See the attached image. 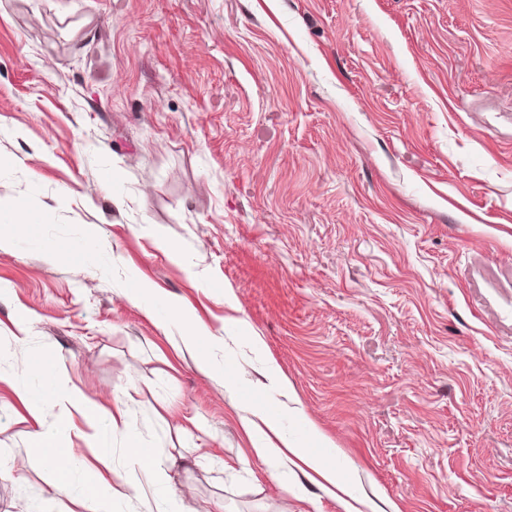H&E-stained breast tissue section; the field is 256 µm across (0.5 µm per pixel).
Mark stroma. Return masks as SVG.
<instances>
[{"instance_id": "35a3bbf8", "label": "stroma", "mask_w": 512, "mask_h": 512, "mask_svg": "<svg viewBox=\"0 0 512 512\" xmlns=\"http://www.w3.org/2000/svg\"><path fill=\"white\" fill-rule=\"evenodd\" d=\"M0 201L45 216L0 243V512H87L27 454L43 350L184 512H341L253 401L354 497L512 512V0H0ZM250 416L243 418V426L246 432L252 437L253 452L255 457L267 466H272L276 462L284 459L287 455H293L301 459L304 464L312 470L319 478H312L319 486L331 495L334 500H338L343 512H361L358 504H364L372 512H383L375 504H366L354 497L348 495L340 483L335 466L321 462L311 454H306L304 449L294 440L288 439L279 428L277 418L273 416L266 408L253 404L249 412ZM268 432L274 433L279 438L280 444L273 443ZM338 489L342 494L348 496L351 500L345 499L336 494Z\"/></svg>"}]
</instances>
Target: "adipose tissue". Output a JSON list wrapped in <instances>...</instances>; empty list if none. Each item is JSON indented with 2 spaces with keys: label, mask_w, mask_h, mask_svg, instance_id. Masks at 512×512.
<instances>
[{
  "label": "adipose tissue",
  "mask_w": 512,
  "mask_h": 512,
  "mask_svg": "<svg viewBox=\"0 0 512 512\" xmlns=\"http://www.w3.org/2000/svg\"><path fill=\"white\" fill-rule=\"evenodd\" d=\"M41 359L46 365L43 375L47 383L55 389L57 399L69 404L89 427V441H97L101 433L109 430H125L127 446L130 450L128 458L131 464L137 465L148 473L155 485V512H183L179 497L168 485L165 463L151 451L143 456L136 454L135 449L139 447L140 441L123 414L111 412L101 403L87 397L76 386L63 381L52 366V352L43 353ZM21 397L39 424L38 429L32 434L28 451L30 454L43 457L48 462L52 486L76 491L87 505L89 512H112V497L106 493L103 483L91 474L81 478L76 477L74 469L70 467V460L76 459L79 455L78 449H63L57 445L59 435L72 429V419L64 417L51 425H44L47 400L26 391L22 392ZM243 426L252 439L256 458L263 464L270 466L292 455L301 458L304 464L316 474L319 486L327 493H335L336 489L340 488L341 483L335 466L306 454L299 443L281 435L276 417L266 408L258 405L251 406L249 416L243 420Z\"/></svg>",
  "instance_id": "obj_1"
}]
</instances>
